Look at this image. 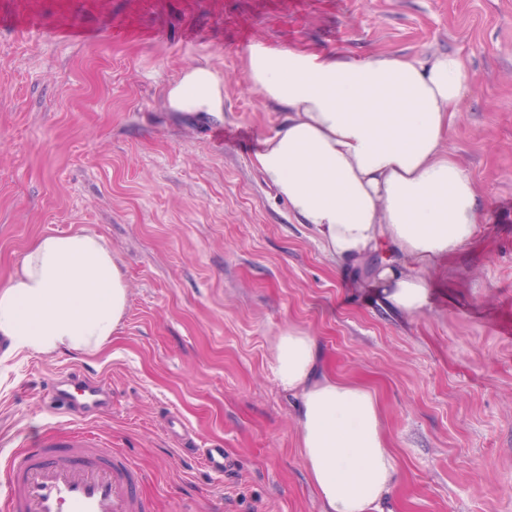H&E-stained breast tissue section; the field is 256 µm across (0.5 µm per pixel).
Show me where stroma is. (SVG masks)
Instances as JSON below:
<instances>
[{
	"label": "stroma",
	"instance_id": "obj_1",
	"mask_svg": "<svg viewBox=\"0 0 512 512\" xmlns=\"http://www.w3.org/2000/svg\"><path fill=\"white\" fill-rule=\"evenodd\" d=\"M75 26L88 41L64 40ZM257 40L466 57L448 149L490 218L427 271L426 311L393 309L366 267L337 276L261 180L259 136L286 110L244 78ZM202 64L224 80L222 119L167 105ZM76 230L120 260L125 318L94 355H9L0 339V452L79 432L137 463L153 512H323L273 371L292 326L377 395L397 458L384 512H512V0H0V280L37 237ZM74 371L111 407L56 411ZM169 415L223 449V476L179 450Z\"/></svg>",
	"mask_w": 512,
	"mask_h": 512
}]
</instances>
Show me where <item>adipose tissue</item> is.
Instances as JSON below:
<instances>
[{
    "mask_svg": "<svg viewBox=\"0 0 512 512\" xmlns=\"http://www.w3.org/2000/svg\"><path fill=\"white\" fill-rule=\"evenodd\" d=\"M251 88L283 105L254 165L338 265L371 262L370 280L396 309L430 303L425 268L467 248L489 214L448 152L452 118L472 89L461 53L376 54L358 61L293 47L249 45ZM175 112L220 113L224 86L209 68L183 73L167 92ZM129 287L100 235L49 234L0 282V337L13 352L95 354L112 341ZM275 376L297 400L299 447L323 512H382L396 458L378 399L322 365L308 333L286 328Z\"/></svg>",
    "mask_w": 512,
    "mask_h": 512,
    "instance_id": "adipose-tissue-1",
    "label": "adipose tissue"
}]
</instances>
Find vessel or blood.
Returning <instances> with one entry per match:
<instances>
[{"label": "vessel or blood", "mask_w": 512, "mask_h": 512, "mask_svg": "<svg viewBox=\"0 0 512 512\" xmlns=\"http://www.w3.org/2000/svg\"><path fill=\"white\" fill-rule=\"evenodd\" d=\"M52 403L95 412L107 405L108 392L97 380L76 375L55 388ZM166 428L184 452L223 475V449L196 447L179 418H170ZM140 481L126 459L90 447L83 435H47L23 441L0 461V512H148Z\"/></svg>", "instance_id": "obj_1"}]
</instances>
